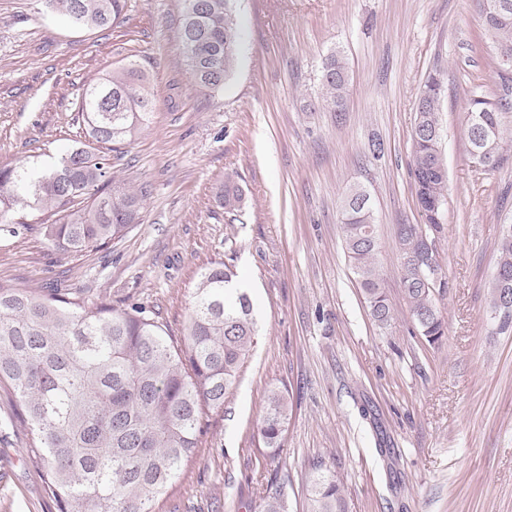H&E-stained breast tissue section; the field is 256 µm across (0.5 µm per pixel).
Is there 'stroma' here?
I'll return each instance as SVG.
<instances>
[{
    "mask_svg": "<svg viewBox=\"0 0 512 512\" xmlns=\"http://www.w3.org/2000/svg\"><path fill=\"white\" fill-rule=\"evenodd\" d=\"M237 65L222 94L184 64L180 0H127L124 23L71 27L46 0H0V168L51 164L87 144L86 83L134 61L157 106L113 162L149 184L138 224L111 248L62 255L40 224L0 238V282L52 281L85 299L148 304L181 336L214 262L248 282L260 328L224 405L153 512H259L269 485L306 512L314 459L341 480L346 512H512V328L488 309L495 244L512 219V146L496 169L469 155L465 105L512 77L478 0H237ZM343 49V121L317 106L324 56ZM439 74L449 196L436 243L448 333L428 344L402 298L396 228L418 224L410 173L415 103ZM385 144L373 158L371 137ZM247 204L218 197L225 176ZM371 193L394 319L379 329L343 252L341 199ZM288 393L280 449L260 435L270 390ZM30 434L0 387V512H56L22 450ZM220 201L224 206V213L231 217L236 216L244 206L243 191L230 176L224 180V193L222 192Z\"/></svg>",
    "mask_w": 512,
    "mask_h": 512,
    "instance_id": "obj_1",
    "label": "stroma"
}]
</instances>
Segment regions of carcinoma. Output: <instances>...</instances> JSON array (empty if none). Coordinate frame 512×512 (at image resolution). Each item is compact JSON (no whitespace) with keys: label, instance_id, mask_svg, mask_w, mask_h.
<instances>
[{"label":"carcinoma","instance_id":"1","mask_svg":"<svg viewBox=\"0 0 512 512\" xmlns=\"http://www.w3.org/2000/svg\"><path fill=\"white\" fill-rule=\"evenodd\" d=\"M182 0L181 40L187 70L212 95L232 74L240 28L231 0H197L200 19ZM508 17L494 19L482 6L483 23L500 56L512 61V0ZM76 28H110L125 19L126 0H48ZM349 73L344 52L322 60L318 102L341 119ZM442 79L430 75L416 103L411 174L418 186L422 224H401L397 250L401 287L415 327L430 344L446 336L447 324L434 292L439 276L436 239L443 232L448 175L439 149ZM156 99L145 73L133 62L114 68L83 89L79 109L88 138L107 146L63 151L50 168H0V237H12L27 218L42 224L51 246L63 253L109 247L139 222L150 194L112 175L110 153L131 142L149 121ZM512 110V79L493 93L472 95L466 126L476 128L469 148L481 165L496 167L507 145L504 115ZM224 213L244 206L241 187L228 176L220 197ZM343 243L372 320L391 326L392 307L377 259L374 211L367 190L343 198ZM488 306L498 312L512 295V231L495 247ZM236 274L214 263L202 274L178 339L154 319L144 303L114 306L87 302L53 285L43 294L0 284V384L11 391L31 442L23 454L36 468L45 495L58 512H153L197 445L205 409L224 405L257 336L250 296L230 287ZM288 420V397L271 390L260 423L269 448L280 449ZM261 512H285L283 494L270 488ZM307 512H345L340 480L321 460L312 463Z\"/></svg>","mask_w":512,"mask_h":512}]
</instances>
